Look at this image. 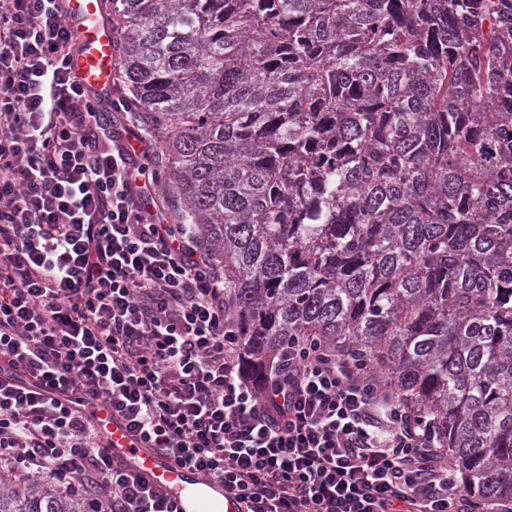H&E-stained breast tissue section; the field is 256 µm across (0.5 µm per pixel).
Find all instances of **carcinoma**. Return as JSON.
<instances>
[{
  "instance_id": "1",
  "label": "carcinoma",
  "mask_w": 512,
  "mask_h": 512,
  "mask_svg": "<svg viewBox=\"0 0 512 512\" xmlns=\"http://www.w3.org/2000/svg\"><path fill=\"white\" fill-rule=\"evenodd\" d=\"M254 377L313 337L512 502V0H104ZM0 512H88L0 475Z\"/></svg>"
}]
</instances>
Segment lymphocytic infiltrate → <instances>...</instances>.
<instances>
[{
    "label": "lymphocytic infiltrate",
    "instance_id": "1",
    "mask_svg": "<svg viewBox=\"0 0 512 512\" xmlns=\"http://www.w3.org/2000/svg\"><path fill=\"white\" fill-rule=\"evenodd\" d=\"M76 45L65 0H0V473L173 512L67 405L86 393L245 512H464L434 433L355 361L295 341L246 376L223 272L159 222Z\"/></svg>",
    "mask_w": 512,
    "mask_h": 512
}]
</instances>
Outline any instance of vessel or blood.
<instances>
[{"instance_id": "b4317fda", "label": "vessel or blood", "mask_w": 512, "mask_h": 512, "mask_svg": "<svg viewBox=\"0 0 512 512\" xmlns=\"http://www.w3.org/2000/svg\"><path fill=\"white\" fill-rule=\"evenodd\" d=\"M67 19L78 42L72 63L74 78L93 90L111 89L115 68L113 33L100 0H67ZM86 411L99 426L114 459L167 495L175 512H244L241 503L225 497L222 482L150 448L126 418L102 398H90Z\"/></svg>"}]
</instances>
